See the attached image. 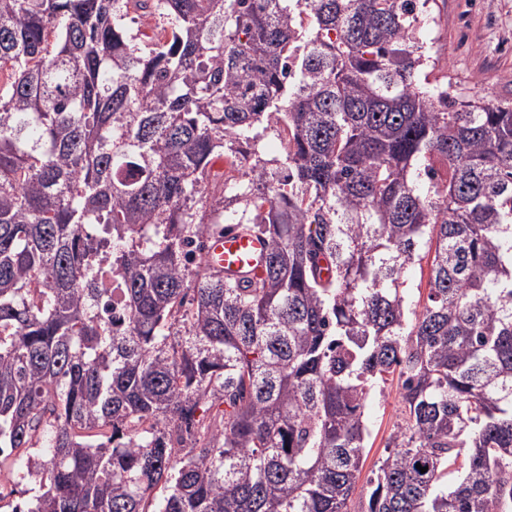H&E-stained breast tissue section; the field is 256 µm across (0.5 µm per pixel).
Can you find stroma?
<instances>
[{"label": "stroma", "instance_id": "stroma-1", "mask_svg": "<svg viewBox=\"0 0 512 512\" xmlns=\"http://www.w3.org/2000/svg\"><path fill=\"white\" fill-rule=\"evenodd\" d=\"M426 14L430 21L417 35L432 44L449 94L477 89L493 103L512 105V0H429ZM367 418L370 435L350 512H360L368 480L388 454L387 438L403 420L397 379L376 390Z\"/></svg>", "mask_w": 512, "mask_h": 512}]
</instances>
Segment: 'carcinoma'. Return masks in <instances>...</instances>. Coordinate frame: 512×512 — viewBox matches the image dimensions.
Segmentation results:
<instances>
[{
	"label": "carcinoma",
	"mask_w": 512,
	"mask_h": 512,
	"mask_svg": "<svg viewBox=\"0 0 512 512\" xmlns=\"http://www.w3.org/2000/svg\"><path fill=\"white\" fill-rule=\"evenodd\" d=\"M427 2L0 0L13 512H349L393 374L366 512H512V107L421 83ZM268 249L263 237L232 228L208 239L206 259L219 276L255 277L263 269ZM427 273L428 269L425 264L423 263V270L420 271L419 268H417L412 275L410 276L408 285V297L409 300L412 302V304L421 306L426 301L427 297ZM403 404L401 402L400 385L396 377L390 378L381 388H377L368 409V428L363 468L359 477L358 487L349 502L350 512H359L369 487L368 480L384 459L390 448H385L387 438L394 427L403 420Z\"/></svg>",
	"instance_id": "obj_1"
}]
</instances>
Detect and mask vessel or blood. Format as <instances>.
Instances as JSON below:
<instances>
[{
  "instance_id": "b4317fda",
  "label": "vessel or blood",
  "mask_w": 512,
  "mask_h": 512,
  "mask_svg": "<svg viewBox=\"0 0 512 512\" xmlns=\"http://www.w3.org/2000/svg\"><path fill=\"white\" fill-rule=\"evenodd\" d=\"M268 253L266 240L232 228L209 238L206 259L214 273L224 277H253L260 274Z\"/></svg>"
}]
</instances>
